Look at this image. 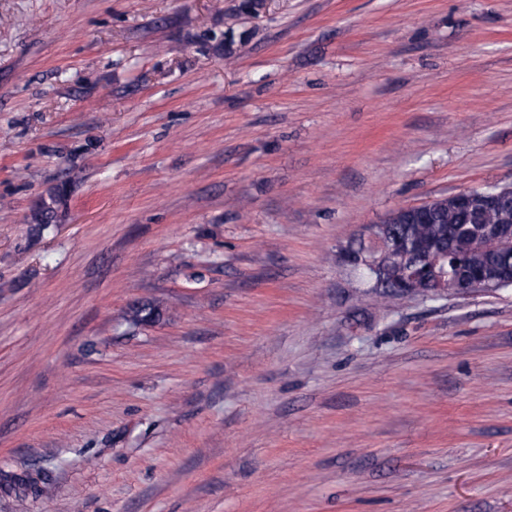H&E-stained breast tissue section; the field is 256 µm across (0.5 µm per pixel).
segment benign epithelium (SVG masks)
Wrapping results in <instances>:
<instances>
[{
  "label": "benign epithelium",
  "mask_w": 512,
  "mask_h": 512,
  "mask_svg": "<svg viewBox=\"0 0 512 512\" xmlns=\"http://www.w3.org/2000/svg\"><path fill=\"white\" fill-rule=\"evenodd\" d=\"M447 200L459 212L479 213L483 209L503 206L512 200V186L487 188L479 193L471 189L461 190L447 196ZM438 202L440 198L437 197L418 204L403 205L378 223L366 225L360 238L343 249L342 261L353 268H367L368 276L376 284H382L385 261L365 259L364 248L381 241L391 224L398 219L416 222L426 219L434 212ZM487 252L488 259L476 278L464 263H456L453 269H448V252L432 250L425 261L408 265L398 272L395 291L402 297L433 298L447 293L470 295L511 287L512 267L500 263L493 249L489 248Z\"/></svg>",
  "instance_id": "1"
}]
</instances>
